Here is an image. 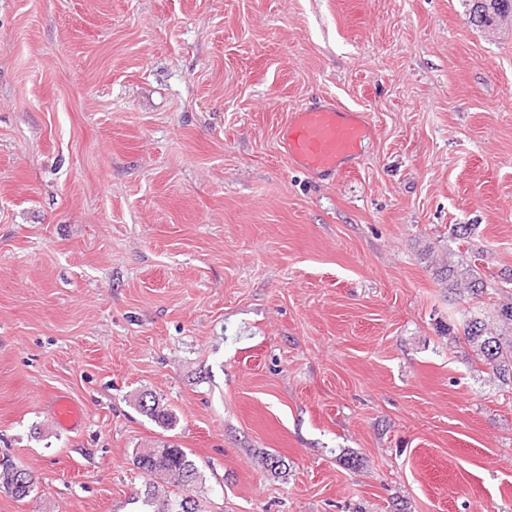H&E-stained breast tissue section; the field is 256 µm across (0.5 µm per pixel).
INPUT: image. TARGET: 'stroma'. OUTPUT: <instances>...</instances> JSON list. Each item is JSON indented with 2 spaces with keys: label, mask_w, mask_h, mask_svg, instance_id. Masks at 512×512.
I'll list each match as a JSON object with an SVG mask.
<instances>
[{
  "label": "stroma",
  "mask_w": 512,
  "mask_h": 512,
  "mask_svg": "<svg viewBox=\"0 0 512 512\" xmlns=\"http://www.w3.org/2000/svg\"><path fill=\"white\" fill-rule=\"evenodd\" d=\"M465 11L0 0V459L37 477L0 512H143L163 442L202 512H512V388L432 267L512 292V19ZM322 98L372 126L333 181L280 141ZM51 404L55 419L60 426L65 429H75L80 426L82 411L72 398L60 394ZM143 396L145 397V400ZM146 398L147 394H144L138 400V407L140 410L163 429L171 430L173 427H175L177 422L176 415L167 409L160 407L159 402L155 399V397L153 398L152 395L150 396L152 401H149L153 403L152 405L147 403Z\"/></svg>",
  "instance_id": "stroma-1"
}]
</instances>
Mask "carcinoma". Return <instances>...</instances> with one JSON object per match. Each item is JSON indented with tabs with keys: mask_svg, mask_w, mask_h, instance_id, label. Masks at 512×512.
Segmentation results:
<instances>
[{
	"mask_svg": "<svg viewBox=\"0 0 512 512\" xmlns=\"http://www.w3.org/2000/svg\"><path fill=\"white\" fill-rule=\"evenodd\" d=\"M468 19L475 26H490L496 19L512 14V0H467ZM436 276L448 283V288L464 298L469 306L459 311L458 323H449L448 332L460 328L455 335L458 342L469 347L477 361L504 385H512V296L493 303L495 325H490L483 310L484 298L491 285L483 279L478 266L467 262H447L436 270ZM138 407L161 428L175 427L177 418L160 407L157 400L147 403L138 400ZM133 464L146 477L142 503L146 512H200L194 489L202 473L192 453L174 444L133 452ZM172 477L177 490L160 492L159 481ZM36 476L31 471L20 472L10 460L0 461V493L17 501L29 497L35 489Z\"/></svg>",
	"mask_w": 512,
	"mask_h": 512,
	"instance_id": "carcinoma-1",
	"label": "carcinoma"
}]
</instances>
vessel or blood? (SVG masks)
Masks as SVG:
<instances>
[{
    "instance_id": "b4317fda",
    "label": "vessel or blood",
    "mask_w": 512,
    "mask_h": 512,
    "mask_svg": "<svg viewBox=\"0 0 512 512\" xmlns=\"http://www.w3.org/2000/svg\"><path fill=\"white\" fill-rule=\"evenodd\" d=\"M370 133L364 113L326 98L294 110L281 131V142L295 166L333 177L354 166ZM52 410L63 428L74 429L81 423L82 411L67 395L56 396Z\"/></svg>"
}]
</instances>
